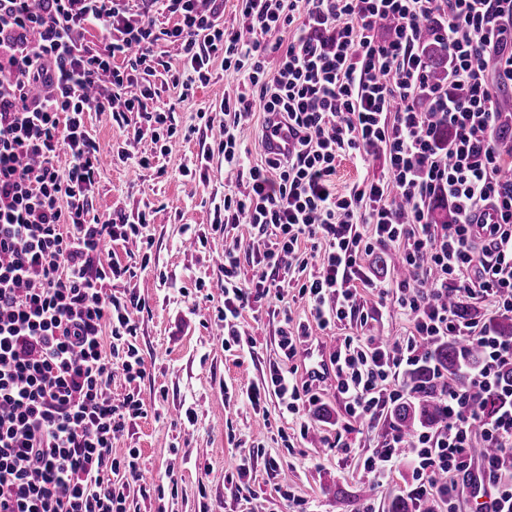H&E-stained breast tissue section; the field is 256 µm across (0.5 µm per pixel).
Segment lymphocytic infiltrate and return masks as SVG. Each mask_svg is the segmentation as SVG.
Listing matches in <instances>:
<instances>
[{
	"mask_svg": "<svg viewBox=\"0 0 512 512\" xmlns=\"http://www.w3.org/2000/svg\"><path fill=\"white\" fill-rule=\"evenodd\" d=\"M157 4L171 27L158 29ZM238 14L227 28L219 0H140L134 12L127 0H0V512H127L130 485L142 477L138 450L115 456L112 441L145 413L135 317L146 302L112 288L150 257L122 263L103 255L111 245H150L149 219L144 211L93 213L100 146L85 114L93 107L122 121L132 112V139L146 128L174 137L172 112L155 107L148 80L163 63L155 53L162 40L179 47L199 82L218 58L237 76L220 104L233 121L202 149L197 167L206 170L218 152L225 171L243 180L215 207L207 234L186 231L202 245L246 224L260 244L249 279L237 244L224 249L217 317L225 347L242 342L243 310L284 301L295 288L312 318L281 331L280 349L295 360L313 329L367 321L358 289H377L412 330L391 343L347 336L337 345L336 391L349 418L378 421L405 400L398 378L419 363L421 342L455 338L479 357L465 367L468 390L441 383L446 423L408 441L388 432L362 457L364 474L389 478L406 445L410 498L457 512L460 494L484 491L490 512H512V384L500 380L512 366V337L461 320L440 301L453 290L512 317V178L497 147L494 95L512 85V0H238ZM429 15L448 49L441 83L430 80L419 44V22ZM386 19L393 33L382 40ZM86 27L99 30V41L77 42ZM257 106L287 119L297 142L290 156L249 163L238 127ZM346 155L365 167L382 159V175L337 192L336 161ZM436 201L448 203L455 223H432ZM310 240L320 244L314 264L298 263ZM378 245L397 248L408 283L389 288L367 274ZM117 372L126 384L119 399ZM267 390L296 419L319 401L292 369L273 368L267 387H248L244 397L256 407ZM478 441L487 455L475 452Z\"/></svg>",
	"mask_w": 512,
	"mask_h": 512,
	"instance_id": "obj_1",
	"label": "lymphocytic infiltrate"
}]
</instances>
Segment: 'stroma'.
Instances as JSON below:
<instances>
[{
  "label": "stroma",
  "instance_id": "stroma-1",
  "mask_svg": "<svg viewBox=\"0 0 512 512\" xmlns=\"http://www.w3.org/2000/svg\"><path fill=\"white\" fill-rule=\"evenodd\" d=\"M158 51L167 69L151 78L157 106L176 102L173 122L179 138L167 146L145 133L135 152L154 153L155 167L137 171L133 161L112 159L103 163L91 195L96 213L108 216L144 209L150 213L151 263L131 283L146 300L139 313L138 342L147 375L139 385L145 417L112 441L113 455L127 449L140 451V463L152 478L130 491V512H387L391 501L406 495L411 481L408 462H401L392 477L377 482L358 466L361 455L381 446L392 428L391 419L378 423L350 420L335 383L320 385L319 403L305 421H287L276 397L254 408L244 404L241 391L262 384L269 369L289 364L279 349L284 322L299 323L310 317L307 302L290 293L286 312L243 311L238 328L253 349L224 347L216 310L224 297L226 244L240 245V271L252 277L253 241L246 224L227 228L210 237L206 247L184 238L186 227L210 224L213 206L223 201L230 182L224 175V158L214 155L205 181L185 177L201 145L219 135L206 128L199 112L218 108L225 93L235 88L222 61L210 68L207 83L193 82L187 92L174 88L173 76L183 72L177 46L160 43ZM206 291H197L196 282ZM358 301L371 319L367 327L352 322L322 331L327 351L338 339L369 333L394 340L411 330L408 319L382 303L367 288H359ZM196 411L194 425L184 424L186 407ZM308 433H301V424ZM253 449L256 479L246 485L232 479L241 449Z\"/></svg>",
  "mask_w": 512,
  "mask_h": 512
}]
</instances>
